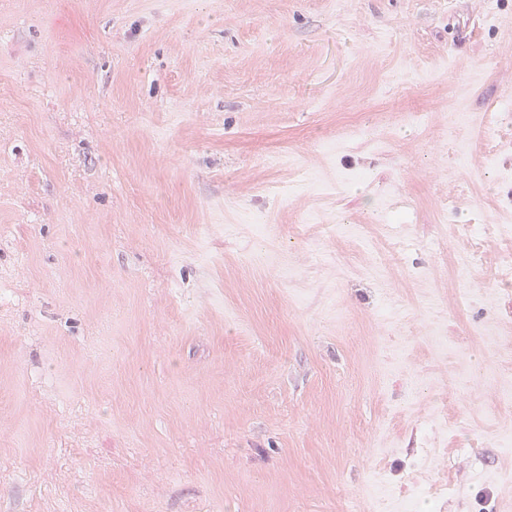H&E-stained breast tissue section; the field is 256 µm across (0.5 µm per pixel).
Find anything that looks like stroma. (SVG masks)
<instances>
[{
	"label": "stroma",
	"instance_id": "obj_1",
	"mask_svg": "<svg viewBox=\"0 0 512 512\" xmlns=\"http://www.w3.org/2000/svg\"><path fill=\"white\" fill-rule=\"evenodd\" d=\"M509 99L512 0H0V512H512ZM445 496H447L446 485L420 476L414 481L411 496L402 501L401 509L403 512H415L418 501L426 499L432 505L433 511H440Z\"/></svg>",
	"mask_w": 512,
	"mask_h": 512
}]
</instances>
